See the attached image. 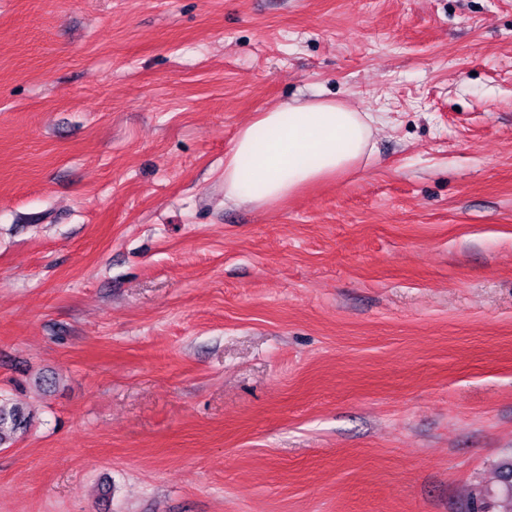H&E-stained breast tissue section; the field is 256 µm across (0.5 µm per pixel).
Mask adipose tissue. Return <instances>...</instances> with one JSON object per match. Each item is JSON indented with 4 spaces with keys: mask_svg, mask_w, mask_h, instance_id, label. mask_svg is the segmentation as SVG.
<instances>
[{
    "mask_svg": "<svg viewBox=\"0 0 512 512\" xmlns=\"http://www.w3.org/2000/svg\"><path fill=\"white\" fill-rule=\"evenodd\" d=\"M377 117L313 96L257 112L224 156V200L264 208L372 157Z\"/></svg>",
    "mask_w": 512,
    "mask_h": 512,
    "instance_id": "ef3b65f1",
    "label": "adipose tissue"
}]
</instances>
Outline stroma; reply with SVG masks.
Segmentation results:
<instances>
[{
  "label": "stroma",
  "mask_w": 512,
  "mask_h": 512,
  "mask_svg": "<svg viewBox=\"0 0 512 512\" xmlns=\"http://www.w3.org/2000/svg\"><path fill=\"white\" fill-rule=\"evenodd\" d=\"M318 93L371 161L225 203ZM0 393V512H499L512 0H0ZM33 417L19 403L0 394V448L12 447L32 426Z\"/></svg>",
  "instance_id": "1"
}]
</instances>
